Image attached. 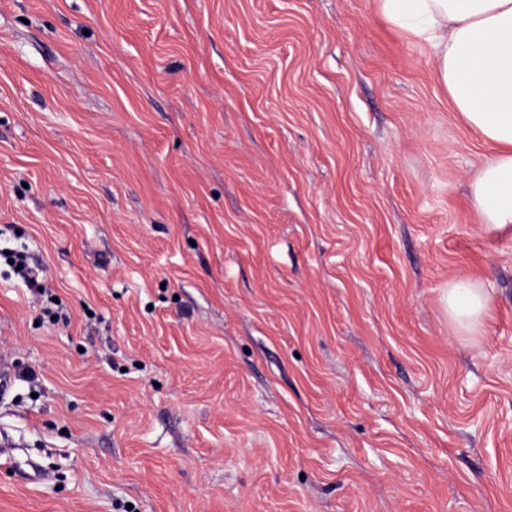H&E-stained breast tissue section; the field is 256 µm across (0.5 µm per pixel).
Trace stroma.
<instances>
[{
	"instance_id": "obj_1",
	"label": "stroma",
	"mask_w": 512,
	"mask_h": 512,
	"mask_svg": "<svg viewBox=\"0 0 512 512\" xmlns=\"http://www.w3.org/2000/svg\"><path fill=\"white\" fill-rule=\"evenodd\" d=\"M492 152L376 0H0V512H512ZM0 256H3L5 262L9 264L10 267L13 268L14 272L23 279L27 288L37 292L42 291L43 288H41V284L39 282L40 271L28 266L26 257L22 252L9 251V254H6V251H1ZM8 259H12V263H9ZM19 264H22L21 268H18ZM448 318L461 332L474 333L488 313L489 298L484 288L469 279L458 278L448 284Z\"/></svg>"
}]
</instances>
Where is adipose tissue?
<instances>
[{
    "instance_id": "adipose-tissue-1",
    "label": "adipose tissue",
    "mask_w": 512,
    "mask_h": 512,
    "mask_svg": "<svg viewBox=\"0 0 512 512\" xmlns=\"http://www.w3.org/2000/svg\"><path fill=\"white\" fill-rule=\"evenodd\" d=\"M382 17L424 44L465 122L496 151L473 174L470 193L487 232L512 231V0H377ZM448 318L473 333L488 312L484 288L451 281Z\"/></svg>"
}]
</instances>
